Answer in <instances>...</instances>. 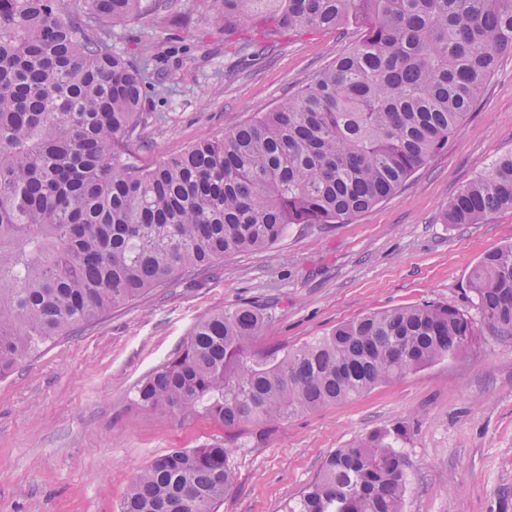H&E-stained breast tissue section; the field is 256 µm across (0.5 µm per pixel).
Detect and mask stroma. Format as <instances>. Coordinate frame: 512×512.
<instances>
[{
    "label": "stroma",
    "instance_id": "obj_1",
    "mask_svg": "<svg viewBox=\"0 0 512 512\" xmlns=\"http://www.w3.org/2000/svg\"><path fill=\"white\" fill-rule=\"evenodd\" d=\"M223 0H141L125 26L100 25L114 51L147 64L136 159L213 138L266 112L354 42L348 29L223 27ZM512 153V52L445 151L392 198L348 224H296L274 248L234 255L113 311L0 379V512H118L133 477L176 448L217 440L236 481L218 512H284L337 448L378 428L407 431L404 512H512V336L482 327L457 357L361 397L231 433L213 420L134 404L137 385L205 313L269 304L256 352L324 335L370 311L441 301L475 306L473 266L512 243V209L451 225L443 210Z\"/></svg>",
    "mask_w": 512,
    "mask_h": 512
}]
</instances>
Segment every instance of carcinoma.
I'll return each mask as SVG.
<instances>
[{
  "label": "carcinoma",
  "mask_w": 512,
  "mask_h": 512,
  "mask_svg": "<svg viewBox=\"0 0 512 512\" xmlns=\"http://www.w3.org/2000/svg\"><path fill=\"white\" fill-rule=\"evenodd\" d=\"M140 0H0V378L147 291L277 245L292 224H348L448 145L499 55L512 0H224V20L352 27L357 40L271 111L164 157L134 161L143 72L96 33ZM512 209V155L448 201V224ZM470 288L479 318L440 302L370 312L258 354L267 307L203 315L137 387L141 410L229 430L336 405L464 351L484 323L512 335V244ZM405 433L375 429L327 457L285 512H403ZM222 441L155 458L120 512H217L234 482Z\"/></svg>",
  "instance_id": "carcinoma-1"
}]
</instances>
